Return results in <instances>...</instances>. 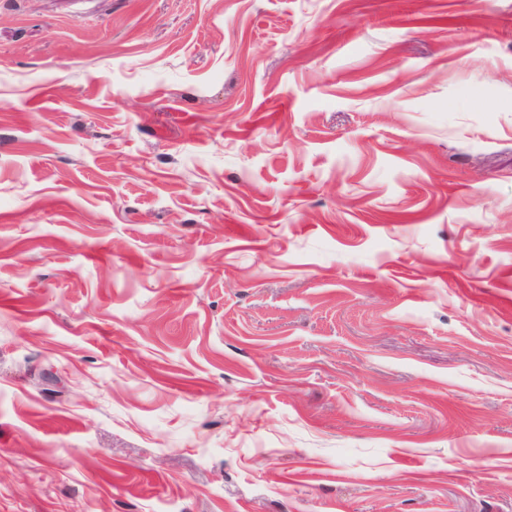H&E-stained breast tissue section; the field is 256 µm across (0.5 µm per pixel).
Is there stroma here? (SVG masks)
<instances>
[{
  "label": "stroma",
  "instance_id": "35a3bbf8",
  "mask_svg": "<svg viewBox=\"0 0 512 512\" xmlns=\"http://www.w3.org/2000/svg\"><path fill=\"white\" fill-rule=\"evenodd\" d=\"M0 512H512V0H0Z\"/></svg>",
  "mask_w": 512,
  "mask_h": 512
}]
</instances>
